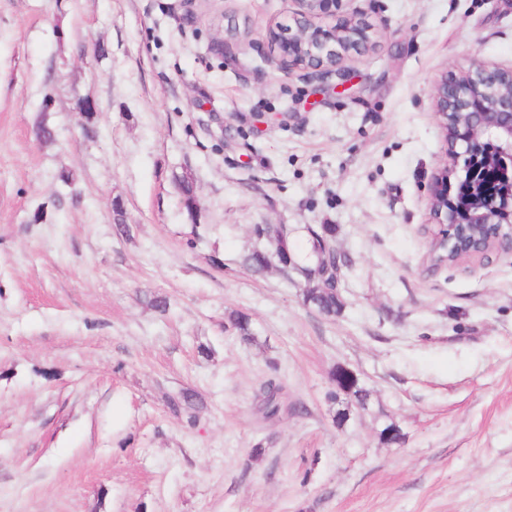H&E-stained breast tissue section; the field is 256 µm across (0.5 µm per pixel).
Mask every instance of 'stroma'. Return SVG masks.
<instances>
[{
    "mask_svg": "<svg viewBox=\"0 0 512 512\" xmlns=\"http://www.w3.org/2000/svg\"><path fill=\"white\" fill-rule=\"evenodd\" d=\"M295 9L0 0V512H512V252L434 265L427 194L434 84L512 65V0H340L374 44L324 91L270 63ZM255 224L303 264L335 225L341 317L242 268ZM339 368L366 409L328 400ZM262 391V410L265 418L273 419L278 417L282 411L279 386L270 379L264 383Z\"/></svg>",
    "mask_w": 512,
    "mask_h": 512,
    "instance_id": "stroma-1",
    "label": "stroma"
}]
</instances>
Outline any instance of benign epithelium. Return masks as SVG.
<instances>
[{
	"instance_id": "obj_1",
	"label": "benign epithelium",
	"mask_w": 512,
	"mask_h": 512,
	"mask_svg": "<svg viewBox=\"0 0 512 512\" xmlns=\"http://www.w3.org/2000/svg\"><path fill=\"white\" fill-rule=\"evenodd\" d=\"M293 24L269 33L277 47V68L292 74L302 71L328 76L342 70V62L368 50L372 29L355 14L336 16L338 0H296ZM332 16V25L320 19ZM434 106L446 132L448 160L435 174L428 190L433 223L442 225L432 243L436 265L458 263L500 245L512 243V181L493 194H483L469 205L451 200V179L474 186L485 172L512 171V66L476 60L461 76H443L434 86ZM495 156L482 155L486 143Z\"/></svg>"
}]
</instances>
